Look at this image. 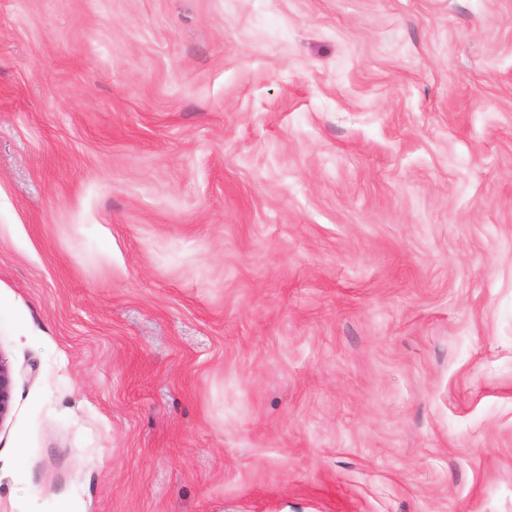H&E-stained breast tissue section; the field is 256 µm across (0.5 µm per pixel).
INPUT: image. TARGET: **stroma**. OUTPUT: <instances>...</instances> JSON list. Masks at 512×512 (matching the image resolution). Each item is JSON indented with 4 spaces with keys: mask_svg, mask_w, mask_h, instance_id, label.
<instances>
[{
    "mask_svg": "<svg viewBox=\"0 0 512 512\" xmlns=\"http://www.w3.org/2000/svg\"><path fill=\"white\" fill-rule=\"evenodd\" d=\"M0 512H512V0H0ZM12 370L0 357V420L4 419L11 409Z\"/></svg>",
    "mask_w": 512,
    "mask_h": 512,
    "instance_id": "obj_1",
    "label": "stroma"
}]
</instances>
